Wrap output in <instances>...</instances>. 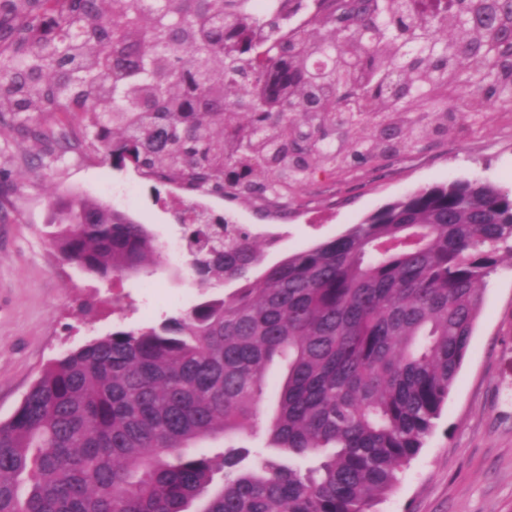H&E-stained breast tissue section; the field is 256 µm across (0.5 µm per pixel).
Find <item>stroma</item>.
<instances>
[{
    "mask_svg": "<svg viewBox=\"0 0 512 512\" xmlns=\"http://www.w3.org/2000/svg\"><path fill=\"white\" fill-rule=\"evenodd\" d=\"M58 112L32 121L42 138L0 121V419H8L49 360L121 326L159 322L207 294L170 258L185 246L183 211L190 199L173 185L141 177L133 166L104 160L91 130L72 118L77 147L55 138ZM478 180L512 189V110L494 107L478 122L433 134L412 151L370 162L349 161L295 188L288 210L261 195L218 201L206 214L243 224L265 265L329 241L384 205L418 189ZM102 200L148 225L157 265L108 281L62 263L47 225L62 199ZM373 512H512V258L482 290L471 346L434 431Z\"/></svg>",
    "mask_w": 512,
    "mask_h": 512,
    "instance_id": "1",
    "label": "stroma"
}]
</instances>
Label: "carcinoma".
I'll use <instances>...</instances> for the list:
<instances>
[{
  "label": "carcinoma",
  "mask_w": 512,
  "mask_h": 512,
  "mask_svg": "<svg viewBox=\"0 0 512 512\" xmlns=\"http://www.w3.org/2000/svg\"><path fill=\"white\" fill-rule=\"evenodd\" d=\"M11 2L0 118L39 138L26 122L73 112L112 162L192 192L273 182L280 199L338 156L401 154L455 118L408 115L417 101L456 94L474 118L512 105V0L424 17L418 0ZM189 225V269L239 287L53 359L0 421V512H371L441 417L482 286L512 255V191L418 190L256 279L240 225ZM48 236L99 279L156 254L146 225L94 201L61 205ZM275 361L270 445L307 468L243 465ZM217 438L219 453L183 452Z\"/></svg>",
  "instance_id": "1"
}]
</instances>
